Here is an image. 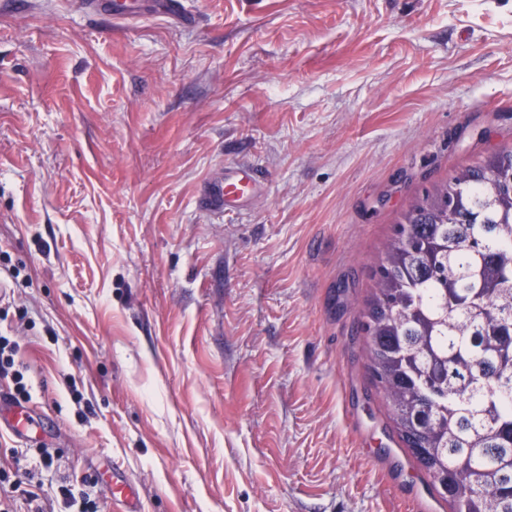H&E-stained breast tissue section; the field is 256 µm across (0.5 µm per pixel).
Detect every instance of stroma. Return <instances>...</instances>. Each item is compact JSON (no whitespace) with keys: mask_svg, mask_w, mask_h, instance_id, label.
Here are the masks:
<instances>
[{"mask_svg":"<svg viewBox=\"0 0 512 512\" xmlns=\"http://www.w3.org/2000/svg\"><path fill=\"white\" fill-rule=\"evenodd\" d=\"M184 5L0 0V336L55 423L0 434L14 512L63 481L51 512H113L116 467L142 512H450L363 313L412 199L512 147V0ZM86 9L113 21H133L145 14L166 16L181 24L193 22L182 0H84ZM261 184L260 172L252 166L224 170V175L208 181L200 197L201 206L214 213L244 207L255 196Z\"/></svg>","mask_w":512,"mask_h":512,"instance_id":"stroma-1","label":"stroma"}]
</instances>
